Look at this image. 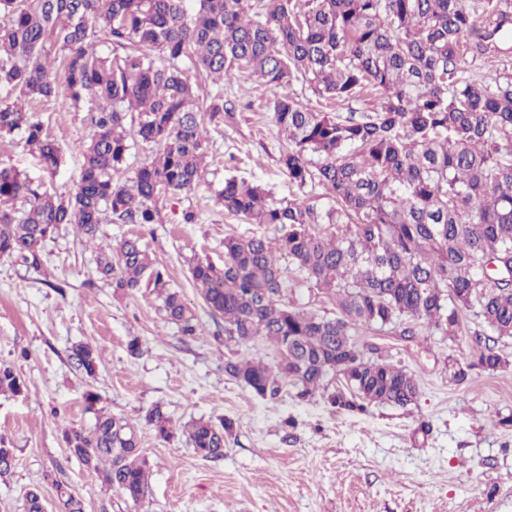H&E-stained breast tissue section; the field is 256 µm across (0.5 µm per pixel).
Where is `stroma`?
<instances>
[{"label": "stroma", "mask_w": 512, "mask_h": 512, "mask_svg": "<svg viewBox=\"0 0 512 512\" xmlns=\"http://www.w3.org/2000/svg\"><path fill=\"white\" fill-rule=\"evenodd\" d=\"M189 77L201 102L223 91L224 116L204 123V181L164 201L162 223L104 224L94 245L62 225L39 271L0 258V363L25 383L21 395L0 394V439L15 450L11 473L0 478V512H25L33 487L54 500L60 484L82 500L84 512H512V366L471 369L460 384L448 378L449 361L468 360L481 328L473 313L464 314L453 341L424 327L410 341L390 328L363 335L380 356L415 374L419 395L406 407L372 404L351 412L319 395L298 400L289 386L263 399L225 375L224 342L188 262L223 263L225 236L271 237L275 229L224 211L214 191L234 176L265 184L278 202L327 205L320 187L298 186L284 173L280 156L288 142L273 122L277 98L318 108L325 102L302 81L270 89L236 78L219 88L197 72ZM40 116L62 149L59 168L45 171L17 137L0 138V164L65 196L80 176L86 114L59 102L41 106ZM186 211L195 223H184ZM131 236L141 238L195 310L196 336L167 322L149 292L117 297L97 281L99 246ZM133 336L143 344L136 357L126 348ZM79 342L103 353L96 379L84 378L68 358ZM90 392L105 412L140 426L151 470L142 503L126 500L66 450L65 430L88 431L95 423ZM156 405L177 425L232 421L223 459H202L179 434L157 439L144 424Z\"/></svg>", "instance_id": "stroma-1"}]
</instances>
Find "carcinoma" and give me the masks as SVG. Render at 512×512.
Listing matches in <instances>:
<instances>
[{"label":"carcinoma","instance_id":"carcinoma-1","mask_svg":"<svg viewBox=\"0 0 512 512\" xmlns=\"http://www.w3.org/2000/svg\"><path fill=\"white\" fill-rule=\"evenodd\" d=\"M0 0V137L18 136L53 172L60 148L35 105L59 97L88 112L91 138L73 193L60 197L19 171L0 166V256L36 271L44 244L62 224L89 241L100 224H156L159 203L194 191L205 173L204 113L182 64L213 82L235 76L265 87L294 80L343 103L371 92L376 107L359 116L316 110L289 97L274 102L278 133L289 142L280 164L301 186L315 183L331 202L282 205L265 186L230 177L215 191L227 212L278 235H228L224 263L196 259L193 282L224 329V372L262 398L291 385L307 400L327 390L333 407H405L418 383L405 368L365 357L358 333L426 326L448 340L474 312L471 361L448 371L464 381L479 367L512 359L497 348L512 339V77L488 83L458 74L469 53H497L512 42V0ZM149 147L131 177L122 164L128 140ZM21 200L25 207L15 208ZM332 224L321 234L315 226ZM98 279L124 296L141 288L183 335L197 318L141 239L100 250ZM300 279L332 299L333 316L288 300ZM258 338L274 346V364L229 348ZM69 358L88 379L102 362L79 343ZM24 383L0 364V393ZM91 431L65 432L69 454L103 473L131 501L149 489L138 426L94 410ZM144 420L156 437L175 435L160 407ZM229 421L195 420L182 434L205 460L224 457ZM56 512H83L56 486Z\"/></svg>","mask_w":512,"mask_h":512}]
</instances>
